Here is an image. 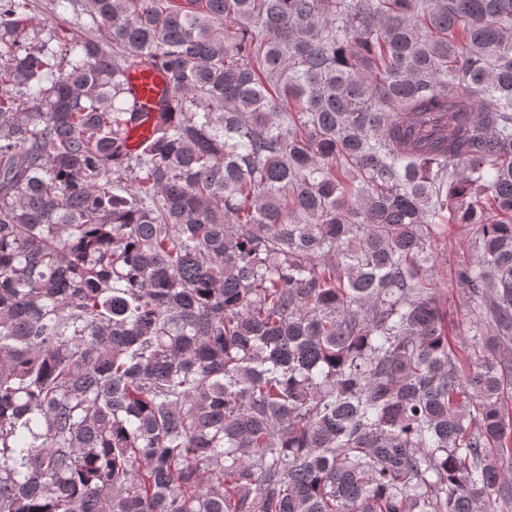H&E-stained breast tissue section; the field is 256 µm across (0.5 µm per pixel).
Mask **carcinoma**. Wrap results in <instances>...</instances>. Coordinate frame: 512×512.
Instances as JSON below:
<instances>
[{
  "label": "carcinoma",
  "instance_id": "obj_1",
  "mask_svg": "<svg viewBox=\"0 0 512 512\" xmlns=\"http://www.w3.org/2000/svg\"><path fill=\"white\" fill-rule=\"evenodd\" d=\"M67 3L0 0V512H512V0ZM38 3L43 7L41 11L36 13V18L27 30V36L29 41L36 42L38 39L45 37L47 30L50 25L55 26V22L59 21L57 18L71 19L72 8L65 10L63 7H59L57 11H53L54 3L56 0H37ZM55 1V2H54ZM55 12V13H54ZM56 20V21H55ZM163 90L164 80L157 71L138 70L130 75V94L142 112L145 113L141 124L130 134L128 144L131 149H135L150 135L157 114L154 109L162 96ZM473 232L468 227L451 226L448 236L439 240L435 249L439 254L440 263L447 262L448 275L445 276L444 288L448 296V329L453 335H460L462 332L468 340V350L474 345V340L471 339V334H468L469 322H465L464 317L469 316L474 305L467 300L466 296L461 290V286L455 279V261L459 255L466 253L470 244V239ZM463 321V326L461 322Z\"/></svg>",
  "mask_w": 512,
  "mask_h": 512
}]
</instances>
